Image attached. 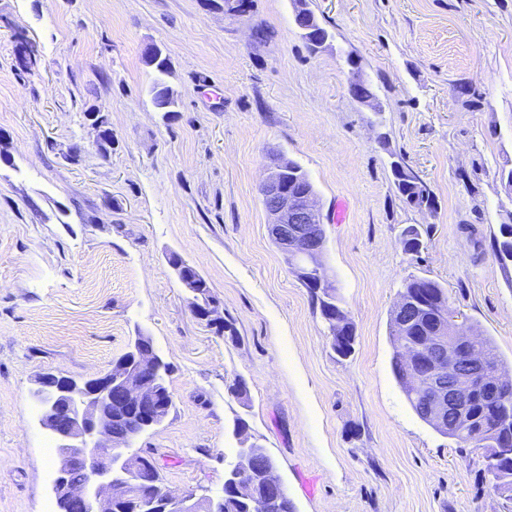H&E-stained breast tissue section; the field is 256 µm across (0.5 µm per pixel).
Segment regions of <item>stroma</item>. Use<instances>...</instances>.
Wrapping results in <instances>:
<instances>
[{
    "label": "stroma",
    "mask_w": 512,
    "mask_h": 512,
    "mask_svg": "<svg viewBox=\"0 0 512 512\" xmlns=\"http://www.w3.org/2000/svg\"><path fill=\"white\" fill-rule=\"evenodd\" d=\"M240 2L0 0V512H59L35 375L90 378L139 333L170 366L174 405L133 447L156 449L172 493L221 496L241 417L296 512H512L478 455L414 414L389 335L403 279L431 278L512 378V269L493 251L512 218V0H308L330 34L317 50L293 0ZM21 36L38 51L28 70ZM151 44L170 62V114L148 94ZM358 78L381 113L350 95ZM395 154L433 209L397 194ZM280 155L313 182L350 357L269 236L258 185ZM410 225L425 231L417 259L400 243ZM174 255L207 281L224 333L193 315Z\"/></svg>",
    "instance_id": "35a3bbf8"
}]
</instances>
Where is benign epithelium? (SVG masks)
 I'll list each match as a JSON object with an SVG mask.
<instances>
[{"mask_svg":"<svg viewBox=\"0 0 512 512\" xmlns=\"http://www.w3.org/2000/svg\"><path fill=\"white\" fill-rule=\"evenodd\" d=\"M294 22L313 47L326 42L307 0L297 4ZM282 165L281 160L273 159L259 184L269 234L298 277L329 291L336 281L320 260L324 223L315 191L308 186L290 188L280 183ZM392 317L409 324L424 321L417 301L410 297L396 301ZM421 330L416 351L406 354V358L410 366L418 364L426 371L431 394L427 420L454 436L458 426L470 419L473 385L489 382L500 386L504 379L470 349L469 328L456 322L448 324V311L434 313ZM139 344L140 340H134L128 357L83 382L53 373L41 375L50 383L41 422L60 441V466L53 491L62 512H113L115 504L136 502L151 486L146 476L148 466L141 454L132 450L131 443L145 429L166 419L173 396L159 375L162 359ZM462 366L466 367L464 385L450 379ZM234 435L241 448L230 476L239 483L240 493L252 495L249 478L259 460L263 462L258 472L260 481L275 493L283 491L267 449L241 428ZM79 466L85 469L87 478L73 484L69 475ZM152 506L149 512H224V498L198 496L193 491L174 495L162 489Z\"/></svg>","mask_w":512,"mask_h":512,"instance_id":"1","label":"benign epithelium"}]
</instances>
